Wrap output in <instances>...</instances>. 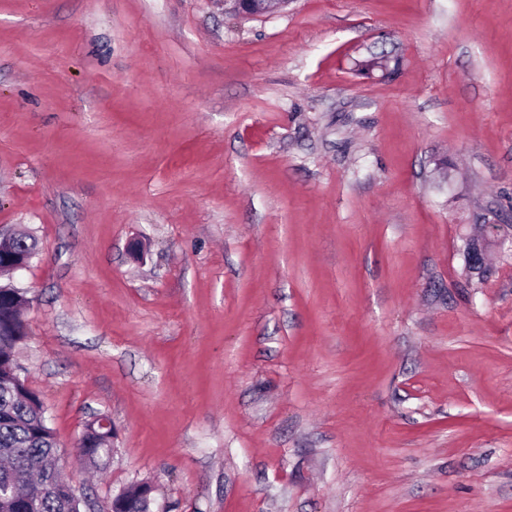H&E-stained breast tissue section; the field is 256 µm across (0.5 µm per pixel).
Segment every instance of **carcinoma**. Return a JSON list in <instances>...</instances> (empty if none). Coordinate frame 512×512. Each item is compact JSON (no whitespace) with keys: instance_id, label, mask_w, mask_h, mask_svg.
Returning <instances> with one entry per match:
<instances>
[{"instance_id":"carcinoma-1","label":"carcinoma","mask_w":512,"mask_h":512,"mask_svg":"<svg viewBox=\"0 0 512 512\" xmlns=\"http://www.w3.org/2000/svg\"><path fill=\"white\" fill-rule=\"evenodd\" d=\"M39 240L27 236L0 250V262L11 256L34 258ZM32 299L11 283L0 285V512H81L82 500L60 493L62 466L53 429L43 403L21 377L18 350L27 338L22 310ZM87 423L78 440L77 459L99 466L109 458L106 442L90 433ZM153 497L130 486L122 512H150Z\"/></svg>"}]
</instances>
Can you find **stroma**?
I'll return each instance as SVG.
<instances>
[{"mask_svg":"<svg viewBox=\"0 0 512 512\" xmlns=\"http://www.w3.org/2000/svg\"><path fill=\"white\" fill-rule=\"evenodd\" d=\"M512 0H0L19 350L83 512H512ZM141 243L143 260L131 258ZM482 234L477 238H470L466 242V250L469 262L478 266L483 262V257L490 248H498L512 253V237H505L500 234L499 225L481 224ZM1 249V256H0V262H1V268L2 265H5V258L11 257V256H21L24 258H30V262L32 259L39 253L40 250V244L36 237L34 236H27L24 241L21 243L17 242H11L10 245L6 246L5 244L2 245ZM1 273H9L8 270L2 268ZM92 422H89L85 426V431L82 434V437L78 440L76 448H77V459L78 461H83L92 466H100L103 461L109 458V450L107 449L105 439L110 436L112 439V423L109 419L102 420V426L104 429H110L112 434L106 437L101 438L99 440L95 435L91 434L89 430L91 429ZM152 501V494L146 496L142 487L133 485L126 489L119 508L122 512H150L153 507Z\"/></svg>","mask_w":512,"mask_h":512,"instance_id":"35a3bbf8","label":"stroma"}]
</instances>
